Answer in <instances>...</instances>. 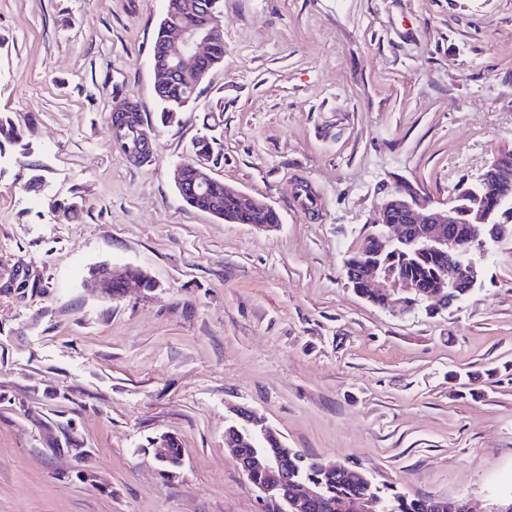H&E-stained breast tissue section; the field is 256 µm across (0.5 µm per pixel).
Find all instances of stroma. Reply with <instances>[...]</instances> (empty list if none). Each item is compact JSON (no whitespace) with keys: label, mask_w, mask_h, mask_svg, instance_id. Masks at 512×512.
I'll use <instances>...</instances> for the list:
<instances>
[{"label":"stroma","mask_w":512,"mask_h":512,"mask_svg":"<svg viewBox=\"0 0 512 512\" xmlns=\"http://www.w3.org/2000/svg\"><path fill=\"white\" fill-rule=\"evenodd\" d=\"M165 3L0 0V512H270L224 446L236 407L406 497L512 500V241L439 313L343 272L389 187L444 203L512 152V0H224V62L164 125ZM125 100L147 158L113 135ZM203 135L277 230L182 201ZM103 263L155 286L93 290Z\"/></svg>","instance_id":"35a3bbf8"}]
</instances>
